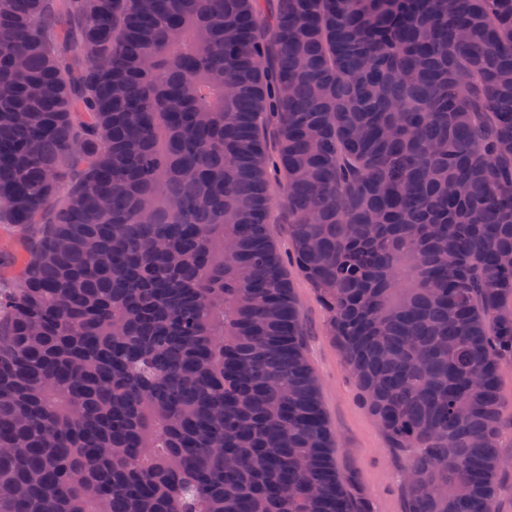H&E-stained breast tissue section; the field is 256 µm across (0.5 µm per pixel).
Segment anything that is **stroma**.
Segmentation results:
<instances>
[{"label": "stroma", "mask_w": 512, "mask_h": 512, "mask_svg": "<svg viewBox=\"0 0 512 512\" xmlns=\"http://www.w3.org/2000/svg\"><path fill=\"white\" fill-rule=\"evenodd\" d=\"M28 235V230L0 224V289L12 288L20 277ZM288 276L306 328L305 357L319 377L321 403L335 437L336 467L366 512H406L401 475L408 459L390 448L362 404L357 381L328 332L327 313L314 289L296 268H289Z\"/></svg>", "instance_id": "obj_1"}]
</instances>
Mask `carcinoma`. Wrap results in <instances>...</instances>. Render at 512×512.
I'll list each match as a JSON object with an SVG mask.
<instances>
[{
  "label": "carcinoma",
  "mask_w": 512,
  "mask_h": 512,
  "mask_svg": "<svg viewBox=\"0 0 512 512\" xmlns=\"http://www.w3.org/2000/svg\"><path fill=\"white\" fill-rule=\"evenodd\" d=\"M277 206L406 512H496L512 0H0V512H365ZM32 229H19L11 224H0V289L13 288L21 276L24 261L23 242Z\"/></svg>",
  "instance_id": "1"
}]
</instances>
